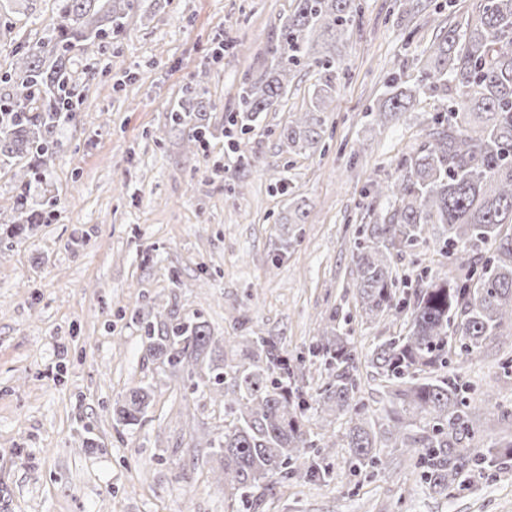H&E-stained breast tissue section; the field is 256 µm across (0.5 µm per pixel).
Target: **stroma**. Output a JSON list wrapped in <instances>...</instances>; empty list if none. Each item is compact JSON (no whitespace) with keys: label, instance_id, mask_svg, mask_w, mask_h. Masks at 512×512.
I'll return each mask as SVG.
<instances>
[{"label":"stroma","instance_id":"35a3bbf8","mask_svg":"<svg viewBox=\"0 0 512 512\" xmlns=\"http://www.w3.org/2000/svg\"><path fill=\"white\" fill-rule=\"evenodd\" d=\"M359 3L322 146L294 155L278 139L309 103L317 76L301 72L249 135L254 167L229 149L224 115L292 0H142L118 41L73 53L82 106L58 128L47 176L30 191L34 208L56 216L28 225L21 241L0 234V488L9 512H512V473L468 474L446 497L393 450L385 472L293 478L229 506L208 448L224 427L223 399L199 398L143 347L144 321L172 314L201 316L237 349L255 332L277 337L292 356L333 311L363 354L401 330L390 317L356 316L354 240L388 208L369 195L370 182L395 176L445 100L419 94L377 127L365 112L391 77L415 85L430 45L464 26L472 0ZM60 21L56 0H23L0 16V74L18 44ZM202 77L217 109L195 152L193 129L171 130L168 114ZM299 207L308 217L291 223ZM423 267L453 270L430 244L393 260L401 279ZM511 355L512 336L499 337L465 372L482 400L477 439L512 434L496 421L512 412V369L501 365ZM141 384L153 386V407L140 425H116L114 402ZM89 436L98 451L86 448Z\"/></svg>","mask_w":512,"mask_h":512}]
</instances>
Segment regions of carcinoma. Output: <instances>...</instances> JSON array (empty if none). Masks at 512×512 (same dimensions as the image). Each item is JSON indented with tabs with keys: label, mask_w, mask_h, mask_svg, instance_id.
Instances as JSON below:
<instances>
[{
	"label": "carcinoma",
	"mask_w": 512,
	"mask_h": 512,
	"mask_svg": "<svg viewBox=\"0 0 512 512\" xmlns=\"http://www.w3.org/2000/svg\"><path fill=\"white\" fill-rule=\"evenodd\" d=\"M62 21L41 40L18 46L12 71L0 76V168L17 170L13 237L26 225L47 221L51 212L30 205L31 182L45 177L54 136L72 118L67 88L70 52L84 43L119 36L138 0H57ZM279 20L261 68L245 77L238 109L224 118L242 134L262 114L277 110L294 73L313 70L317 83L306 110L281 127L279 140L298 154L322 142L325 114L335 110L342 71L336 44L353 24L356 0H294ZM415 88L398 83L370 107L379 125L408 111L419 90L455 95L431 119L416 152L397 164V176L375 180L374 197L392 200L380 224H361L352 261L360 317L399 318L404 329L375 344L369 364L380 376L387 404L372 417L360 397L358 355L337 333V312L307 355L292 358L274 336H247L243 361L226 358L219 340L200 316L146 323L148 357L183 374L202 396L225 384L224 431L209 442L220 463L217 480L232 502L252 496L270 482L286 481L298 467L330 477V460L345 450L346 472L386 469L382 448H406L420 480L446 495L466 472L508 469L512 441L474 445L477 409L462 369L487 343L512 332V0H476L463 41L448 30L429 48ZM171 127L197 128L201 147L209 128L199 113L181 105L170 112ZM430 240L462 273L450 277L424 267L399 288L393 254ZM319 365L326 381L311 393L299 385L306 364ZM149 385L131 388L115 403L113 417L135 426L153 406ZM326 426L340 421L342 435L315 432L309 411Z\"/></svg>",
	"instance_id": "carcinoma-1"
}]
</instances>
